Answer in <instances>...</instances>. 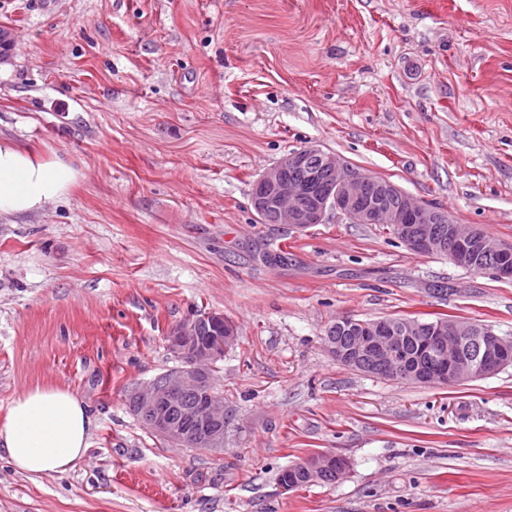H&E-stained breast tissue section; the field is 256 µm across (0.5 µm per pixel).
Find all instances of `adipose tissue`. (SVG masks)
Here are the masks:
<instances>
[{
	"instance_id": "ef3b65f1",
	"label": "adipose tissue",
	"mask_w": 512,
	"mask_h": 512,
	"mask_svg": "<svg viewBox=\"0 0 512 512\" xmlns=\"http://www.w3.org/2000/svg\"><path fill=\"white\" fill-rule=\"evenodd\" d=\"M81 173L53 151L0 139V220L21 218L66 197ZM91 418L64 387H36L11 402L0 449L20 473L36 478L71 470L86 454Z\"/></svg>"
}]
</instances>
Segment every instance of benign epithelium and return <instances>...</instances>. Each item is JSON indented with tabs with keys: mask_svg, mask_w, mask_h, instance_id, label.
<instances>
[{
	"mask_svg": "<svg viewBox=\"0 0 512 512\" xmlns=\"http://www.w3.org/2000/svg\"><path fill=\"white\" fill-rule=\"evenodd\" d=\"M311 155L321 157L325 171L311 173L303 183L288 180V171L302 166ZM251 203L256 212L270 210L278 223L295 227L321 224L331 210L354 224L395 223L402 228L404 246L415 254H446L456 266L469 269L491 257L493 277L512 280V251L497 239L446 218L445 211L392 182H375L315 146L290 152L267 169L254 186ZM444 222L446 235L437 231ZM347 322L354 325L353 336L347 342L327 339L330 352L347 367L372 368L385 379L457 386L512 365V341L470 322L392 318ZM164 339L181 366L131 389L129 405L168 443L213 452L224 449V398L217 393L215 373L217 362L237 344L236 325L221 313L204 312L189 323L172 326ZM407 341L417 357L403 354ZM346 471L347 461L337 454L313 455L301 469L310 484L330 477L339 482Z\"/></svg>",
	"mask_w": 512,
	"mask_h": 512,
	"instance_id": "1",
	"label": "benign epithelium"
}]
</instances>
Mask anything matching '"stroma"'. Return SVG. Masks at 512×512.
I'll use <instances>...</instances> for the list:
<instances>
[{"label":"stroma","mask_w":512,"mask_h":512,"mask_svg":"<svg viewBox=\"0 0 512 512\" xmlns=\"http://www.w3.org/2000/svg\"><path fill=\"white\" fill-rule=\"evenodd\" d=\"M0 135L83 176L0 220V425L70 389L89 450L37 479L0 453V512H512V366L456 387L353 371L336 319L451 317L512 337V281L329 215L261 224L255 180L315 146L512 243V0H0ZM284 252L283 263L266 261ZM216 311L224 451L127 405ZM345 478L282 492L307 456Z\"/></svg>","instance_id":"stroma-1"}]
</instances>
